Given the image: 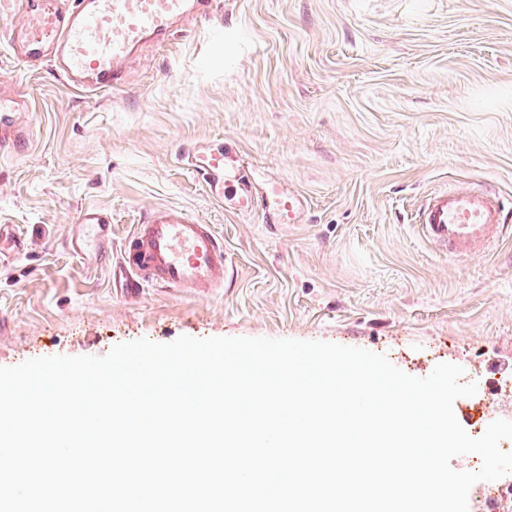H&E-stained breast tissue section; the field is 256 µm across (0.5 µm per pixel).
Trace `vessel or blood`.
Returning a JSON list of instances; mask_svg holds the SVG:
<instances>
[{
	"label": "vessel or blood",
	"instance_id": "vessel-or-blood-1",
	"mask_svg": "<svg viewBox=\"0 0 512 512\" xmlns=\"http://www.w3.org/2000/svg\"><path fill=\"white\" fill-rule=\"evenodd\" d=\"M223 0H0L16 59L25 64L50 63L73 86L117 90L125 82L124 64L141 45L171 40L186 16L212 20ZM23 106L0 98V152L17 153L26 138L15 121ZM187 164L215 201L234 188L235 207L260 211L263 220L297 223L303 201L297 194L269 188L255 196L236 150L214 142L192 152ZM418 222L424 237L455 256L482 255L502 235L507 217L498 200L482 188H448L421 207ZM74 257L119 270L123 292L139 297L144 288H175L196 295L213 293L231 276L224 237L187 210L159 206L148 210L120 251L112 249V215L81 208L65 238Z\"/></svg>",
	"mask_w": 512,
	"mask_h": 512
}]
</instances>
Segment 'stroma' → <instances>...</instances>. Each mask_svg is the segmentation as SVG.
<instances>
[{
  "label": "stroma",
  "mask_w": 512,
  "mask_h": 512,
  "mask_svg": "<svg viewBox=\"0 0 512 512\" xmlns=\"http://www.w3.org/2000/svg\"><path fill=\"white\" fill-rule=\"evenodd\" d=\"M18 94L29 146L0 155V224L26 249L0 260V367L140 338L330 341L414 377L461 366L470 436L512 420V233L455 258L417 223L428 194L471 184L512 214V0H224L142 45L116 91L22 69L0 41V97ZM220 139L254 191L305 198L300 223L211 200L183 155ZM159 205L223 234L231 285L131 300L61 246L82 207L111 210L117 247Z\"/></svg>",
  "instance_id": "35a3bbf8"
}]
</instances>
